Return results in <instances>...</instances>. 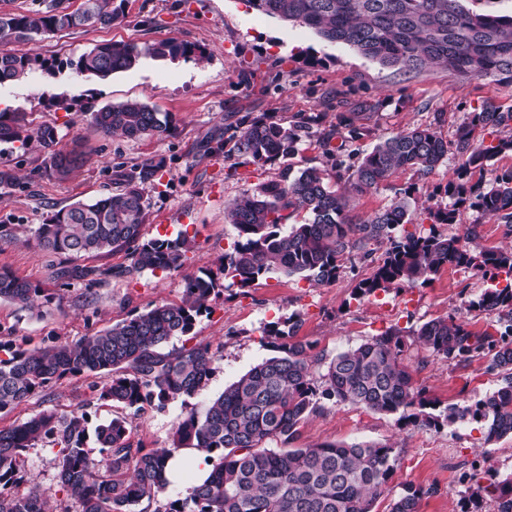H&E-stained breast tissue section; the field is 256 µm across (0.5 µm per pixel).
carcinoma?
I'll return each mask as SVG.
<instances>
[{
  "label": "carcinoma",
  "mask_w": 512,
  "mask_h": 512,
  "mask_svg": "<svg viewBox=\"0 0 512 512\" xmlns=\"http://www.w3.org/2000/svg\"><path fill=\"white\" fill-rule=\"evenodd\" d=\"M22 13H0V41L31 43L58 32L85 26H110L124 16L126 0H83L71 11L64 0H37ZM253 10L299 23L329 43H344L386 67L420 71L437 65L460 75L512 79V16L480 13L462 0H246ZM199 47L176 39L139 46L108 42L94 46L69 65L78 72L105 79L133 68L143 58L189 59ZM53 64L36 53L0 54V84L20 81L36 69ZM105 135L128 138L163 137L172 118L137 100L108 104L91 117ZM312 118L285 127L261 116L246 115L228 137L209 147L213 153H236L254 164L293 157ZM512 128V110L487 103L471 113L451 142L430 127L401 131L378 143L357 164L344 166L345 144L331 146L337 130L323 134L336 168L345 169L353 189L363 193L396 172L429 173L448 155L462 159L448 180V203L429 208L436 224H457L463 211L477 209L489 218L512 224V172L486 185L471 180L496 156L512 151V135L488 145L475 140L478 129ZM39 141L50 150V168L69 174L80 154L62 144L56 127H30L23 112L0 111V143L26 145ZM163 159L146 161L113 172L121 189L90 203L77 202L48 216L35 230L37 247L67 259L128 253L120 268L60 265L56 277L82 280L93 286L115 276L146 270H175L182 264L191 239H142L145 207L140 185L154 182ZM296 211L303 222L284 232L282 225ZM228 223L238 231L234 249L219 260L224 278L240 289L251 287L270 271L298 276L312 284L336 280L344 256L365 255L372 246L384 249L375 272L355 286L354 296H370L400 283L425 284L446 266L473 270L490 286L470 307L496 312L499 338L477 336L467 323L452 316L422 324L413 335L434 353L466 359L484 348L494 351L493 365L512 370V250L486 249L475 243L477 229L467 228V243L435 230L426 236L400 234L410 222L407 202L400 200L365 220L349 214L348 197L332 188L316 167L259 185L252 194L227 208ZM218 279L210 272L188 281L186 299L161 303L80 341L21 348L0 341V412L33 398L38 392L77 377L106 374L103 385H89V397L63 414L46 409L29 420L0 428V512H50L44 494L24 468L25 453L39 445L55 450L53 458L59 512H134L142 502L155 501L170 481L164 476L171 449L206 451L212 470L188 497L169 504L166 512H373L376 500L389 490L396 468L393 448L370 442L328 443L306 448H271L289 443L298 426L314 415L318 398L349 402L379 413H407L426 408L404 365L403 330L390 327L360 346L336 354L326 363L322 380L314 377L323 358L311 354L298 338V322L269 325L276 355L264 359L224 388L203 409L190 408L178 421L172 448H144L130 440L127 415H117L94 429L100 459L90 456L88 408L111 405L137 416L145 406L164 408L177 399L187 402L205 390L214 373L215 354L207 345L164 351L174 336L191 333L196 318L211 312ZM51 296L39 285L10 272H0V299L33 310L37 299ZM484 422L486 440L512 435V381L474 404L448 408L452 420ZM499 512H512V480L495 486ZM420 489L407 488L389 512H419Z\"/></svg>",
  "instance_id": "1"
}]
</instances>
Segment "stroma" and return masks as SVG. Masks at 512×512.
Wrapping results in <instances>:
<instances>
[{"label": "stroma", "instance_id": "35a3bbf8", "mask_svg": "<svg viewBox=\"0 0 512 512\" xmlns=\"http://www.w3.org/2000/svg\"><path fill=\"white\" fill-rule=\"evenodd\" d=\"M164 38L194 43L202 55L187 61L145 58L105 80L70 66L71 60L98 44L141 45ZM11 49L40 54L55 68L0 84V110L26 113L35 127L55 126L63 143L83 153L80 168L62 179L49 168L48 149L34 142L0 144V167L14 169L24 181L20 188H0V225H8L12 234L9 243L0 245V271L26 278L52 296L36 314L0 300V340L10 339L25 348L54 340L74 343L155 304L181 302L187 280L217 270L220 256L237 241L235 227L225 218L232 201L279 179L288 168L316 167L324 170L329 182H336L333 161L321 139L332 126H343L352 118L362 127V137L346 145L347 153L358 159L380 141L417 126L454 139L472 112L488 101L512 108V84L466 78L436 66L420 72L386 67L347 45L326 43L312 29L248 9L244 0H126L124 18L111 26L72 29L36 44L15 43ZM127 100L170 113L172 133L128 139L96 131L91 113ZM247 114L285 127L303 116L315 117L316 122L290 159L261 166L206 151L207 140L223 137L225 126ZM159 158L165 161L160 184L142 186L147 212L143 236L173 239L188 232L193 242L181 267L112 278L91 288L82 281L57 279L60 259L37 248L38 224L70 204L115 192L116 168ZM460 163L451 152L431 173L400 172L377 188L353 195L351 214L365 219L403 199L411 218L406 231L425 235L434 228L445 236H461L473 224L480 247H512V226L475 210L464 211L460 223L433 225L427 208L444 200L446 184ZM379 260L376 253L366 258L348 255L336 281L327 285L276 271L245 291L225 284L211 298L212 314L199 317L190 335L168 343L172 349H224L214 360L215 373L207 389L190 404L203 408L271 357L270 348L261 342L268 323L297 316L299 338L327 359L389 327H399L405 341L402 359L429 402L430 422L324 400L319 411L300 425L291 447L361 441L391 446L397 466L390 491L378 499L375 512H388L391 500L409 487L425 491L419 512H498L497 496L489 488L512 476V436L487 442L483 423L450 420L448 409L484 398L511 375L493 367L492 352L452 360L433 353L414 334L423 323L451 315L475 334L491 330L496 314L468 306L486 283L469 270L446 267L425 285L405 283L355 297V285L372 276ZM105 381L102 375L64 381L1 414L0 426L24 422L46 408L71 411L89 383ZM187 405L175 400L164 409L149 408L130 418L132 442L146 448L171 447Z\"/></svg>", "mask_w": 512, "mask_h": 512}]
</instances>
